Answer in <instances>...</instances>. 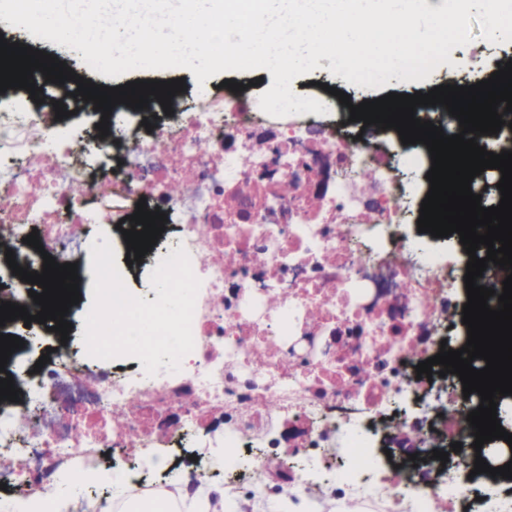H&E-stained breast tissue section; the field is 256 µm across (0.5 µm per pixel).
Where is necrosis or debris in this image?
<instances>
[{
  "instance_id": "1",
  "label": "necrosis or debris",
  "mask_w": 512,
  "mask_h": 512,
  "mask_svg": "<svg viewBox=\"0 0 512 512\" xmlns=\"http://www.w3.org/2000/svg\"><path fill=\"white\" fill-rule=\"evenodd\" d=\"M85 107L88 140L51 102L0 109V239L28 271H42L47 254L81 266L107 228L126 252L138 202L165 213L175 242L157 241L151 260L178 244L189 255L201 282L194 347L179 371L153 376L140 359L101 360L70 343L36 372L8 363L19 394L0 400V512H75L66 498L34 494L79 485L89 466L108 463L154 494L133 449L172 448L189 431L198 463L213 465L222 449L225 492L238 500L322 495L367 512H486L479 482L497 485L498 512H512V486L473 472L467 416L479 395L450 373L417 375L462 314L467 261L409 223L407 189L374 143L379 125L348 135L336 99L322 116L274 117L238 93L175 102L168 115L156 99L144 113ZM102 121L109 135L97 132ZM366 168L379 181L363 194ZM186 177L189 194L173 197ZM274 183L292 195L267 196ZM33 233L40 248L26 243ZM115 414L124 427L111 425ZM284 422L305 428L296 471L278 462ZM403 433L423 448L434 436L462 448L444 462L399 463L384 451Z\"/></svg>"
}]
</instances>
